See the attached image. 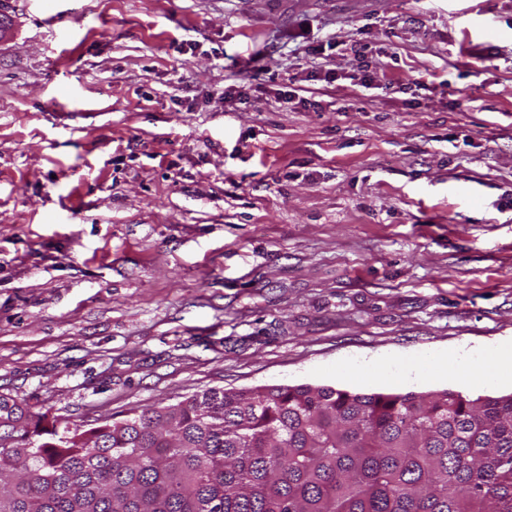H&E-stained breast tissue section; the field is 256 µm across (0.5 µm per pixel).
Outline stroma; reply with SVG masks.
<instances>
[{
	"instance_id": "1",
	"label": "stroma",
	"mask_w": 512,
	"mask_h": 512,
	"mask_svg": "<svg viewBox=\"0 0 512 512\" xmlns=\"http://www.w3.org/2000/svg\"><path fill=\"white\" fill-rule=\"evenodd\" d=\"M0 16V394L27 414L89 429L302 383L512 393L332 372L512 338V0Z\"/></svg>"
}]
</instances>
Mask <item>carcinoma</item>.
<instances>
[{"label": "carcinoma", "instance_id": "cac0c4a2", "mask_svg": "<svg viewBox=\"0 0 512 512\" xmlns=\"http://www.w3.org/2000/svg\"><path fill=\"white\" fill-rule=\"evenodd\" d=\"M512 394L209 389L88 430L0 395V512H512Z\"/></svg>", "mask_w": 512, "mask_h": 512}]
</instances>
